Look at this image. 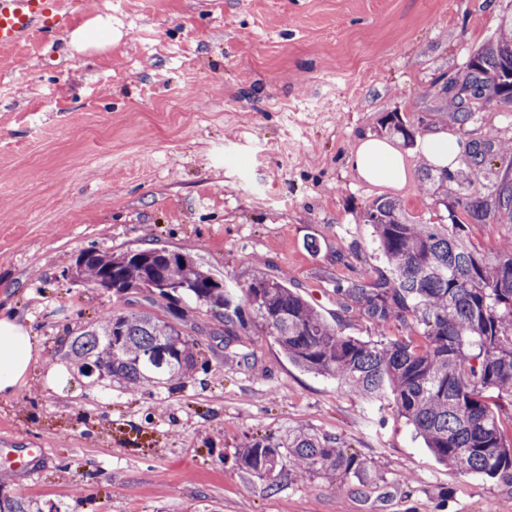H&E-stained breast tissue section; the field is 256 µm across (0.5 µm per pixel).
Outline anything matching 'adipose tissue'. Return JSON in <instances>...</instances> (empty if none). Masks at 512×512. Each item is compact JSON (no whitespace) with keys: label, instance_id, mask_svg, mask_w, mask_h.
<instances>
[{"label":"adipose tissue","instance_id":"adipose-tissue-1","mask_svg":"<svg viewBox=\"0 0 512 512\" xmlns=\"http://www.w3.org/2000/svg\"><path fill=\"white\" fill-rule=\"evenodd\" d=\"M420 151L440 167H455L461 148L454 135L442 127L427 129L418 139ZM358 178L369 183H383L402 188L408 179V164L394 141L366 135L359 139L350 157ZM34 358L29 331L8 318L0 319V395H12L27 375Z\"/></svg>","mask_w":512,"mask_h":512}]
</instances>
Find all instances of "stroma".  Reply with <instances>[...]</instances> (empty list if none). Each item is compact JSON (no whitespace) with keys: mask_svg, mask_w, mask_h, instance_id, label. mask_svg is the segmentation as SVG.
Listing matches in <instances>:
<instances>
[{"mask_svg":"<svg viewBox=\"0 0 512 512\" xmlns=\"http://www.w3.org/2000/svg\"><path fill=\"white\" fill-rule=\"evenodd\" d=\"M70 2L79 23L111 17L110 44L0 50V317L34 336L27 376L0 397V493L42 512H512L511 489L438 461L392 405L297 367L262 324L243 363L224 353L223 319L193 311L183 329L209 363L150 398L82 376L60 347L104 313L152 307L73 283L90 246L184 251L238 289L284 276L343 335H404L345 317L331 291L386 267L372 201L444 224L461 190L423 187L414 149L399 189L347 159L365 135L392 137V114L465 146L511 144L512 103L463 126L436 106L512 0ZM298 427L343 438L390 498L319 475L270 490L237 469L249 439ZM19 448L41 451L23 472Z\"/></svg>","mask_w":512,"mask_h":512,"instance_id":"stroma-1","label":"stroma"}]
</instances>
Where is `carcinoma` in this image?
Returning a JSON list of instances; mask_svg holds the SVG:
<instances>
[{
    "label": "carcinoma",
    "mask_w": 512,
    "mask_h": 512,
    "mask_svg": "<svg viewBox=\"0 0 512 512\" xmlns=\"http://www.w3.org/2000/svg\"><path fill=\"white\" fill-rule=\"evenodd\" d=\"M512 72V36L488 41L469 64L461 89L448 96L450 118L463 125L489 101L491 91L512 102L503 76ZM405 143L418 128L394 114ZM491 147L474 140L470 165L487 167ZM493 203L464 193L448 209V224H415L402 205L376 199L366 211L387 272L366 281L336 282L342 312L377 327L398 323L420 333L376 341L345 336L280 278L262 273L236 293L201 270L187 252L149 247L119 253L89 247L73 278L115 295L147 292L167 300L163 314L112 311L74 333L64 357L81 369L128 389L174 390L208 359L198 340L181 328V304L193 302L224 317V350L246 362L241 336L259 319L281 351L299 367L329 375L352 396L380 401L392 396L399 416L422 436L440 461L461 472L512 488V229L485 256L471 241L472 224L512 225V170L493 172ZM237 466L268 488L286 475L349 477L360 487L371 466L343 439L296 429L285 440H251ZM0 512H32L23 497L0 493Z\"/></svg>",
    "instance_id": "carcinoma-1"
}]
</instances>
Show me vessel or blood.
I'll return each mask as SVG.
<instances>
[{
	"label": "vessel or blood",
	"mask_w": 512,
	"mask_h": 512,
	"mask_svg": "<svg viewBox=\"0 0 512 512\" xmlns=\"http://www.w3.org/2000/svg\"><path fill=\"white\" fill-rule=\"evenodd\" d=\"M69 23L66 0H0V49L54 41Z\"/></svg>",
	"instance_id": "b4317fda"
}]
</instances>
